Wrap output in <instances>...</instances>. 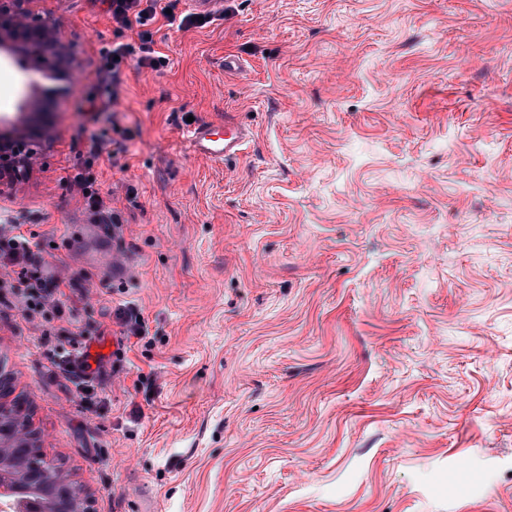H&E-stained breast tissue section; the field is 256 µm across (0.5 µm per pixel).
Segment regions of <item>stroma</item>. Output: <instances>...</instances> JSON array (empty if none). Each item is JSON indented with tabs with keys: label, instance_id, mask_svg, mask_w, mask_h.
<instances>
[{
	"label": "stroma",
	"instance_id": "1",
	"mask_svg": "<svg viewBox=\"0 0 512 512\" xmlns=\"http://www.w3.org/2000/svg\"><path fill=\"white\" fill-rule=\"evenodd\" d=\"M221 5L159 20L167 62L127 70L115 114L89 110L127 39L102 0L29 4L72 94L0 54V127L50 115L0 225L89 288L82 343L132 310L147 329L82 403L52 373L67 319L0 312L44 453L95 512H512V0ZM224 118L242 152H193V124ZM115 125L104 265L66 179Z\"/></svg>",
	"mask_w": 512,
	"mask_h": 512
}]
</instances>
